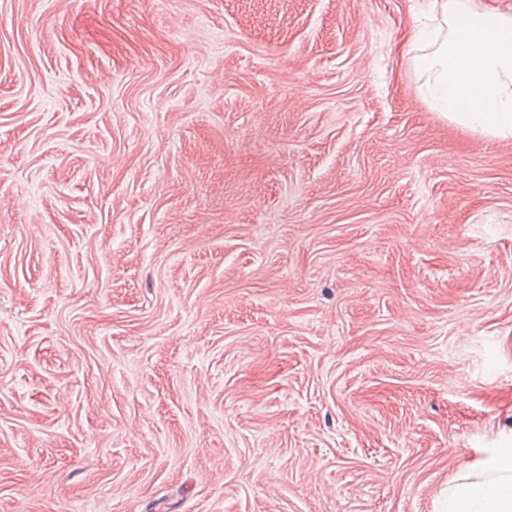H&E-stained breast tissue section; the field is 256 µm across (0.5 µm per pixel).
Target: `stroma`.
Here are the masks:
<instances>
[{
    "mask_svg": "<svg viewBox=\"0 0 512 512\" xmlns=\"http://www.w3.org/2000/svg\"><path fill=\"white\" fill-rule=\"evenodd\" d=\"M429 0H0V512H439L512 447V137ZM431 32L413 15L407 53L414 69L427 75L430 107L465 127L492 137L512 136V15L485 0H432ZM468 27L476 42L460 40ZM446 28V31H445Z\"/></svg>",
    "mask_w": 512,
    "mask_h": 512,
    "instance_id": "obj_1",
    "label": "stroma"
}]
</instances>
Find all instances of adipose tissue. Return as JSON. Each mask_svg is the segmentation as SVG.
<instances>
[{
	"instance_id": "obj_1",
	"label": "adipose tissue",
	"mask_w": 512,
	"mask_h": 512,
	"mask_svg": "<svg viewBox=\"0 0 512 512\" xmlns=\"http://www.w3.org/2000/svg\"><path fill=\"white\" fill-rule=\"evenodd\" d=\"M437 25L413 26L410 49L426 74L430 107L492 137L512 136V15L486 0H432ZM482 477L456 485L448 512H512V448L481 464Z\"/></svg>"
}]
</instances>
